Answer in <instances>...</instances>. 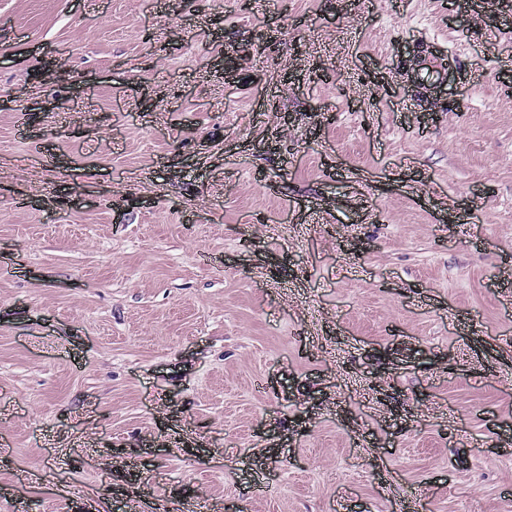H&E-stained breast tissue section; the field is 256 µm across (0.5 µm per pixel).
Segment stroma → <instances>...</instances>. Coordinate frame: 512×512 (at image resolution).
Listing matches in <instances>:
<instances>
[{
	"label": "stroma",
	"instance_id": "1",
	"mask_svg": "<svg viewBox=\"0 0 512 512\" xmlns=\"http://www.w3.org/2000/svg\"><path fill=\"white\" fill-rule=\"evenodd\" d=\"M0 437V512H512V0H0Z\"/></svg>",
	"mask_w": 512,
	"mask_h": 512
}]
</instances>
